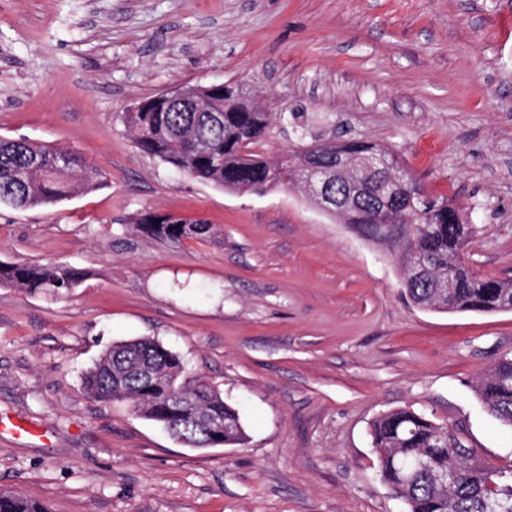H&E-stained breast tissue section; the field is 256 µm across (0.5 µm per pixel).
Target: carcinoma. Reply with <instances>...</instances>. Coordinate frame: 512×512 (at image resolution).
<instances>
[{
  "instance_id": "carcinoma-1",
  "label": "carcinoma",
  "mask_w": 512,
  "mask_h": 512,
  "mask_svg": "<svg viewBox=\"0 0 512 512\" xmlns=\"http://www.w3.org/2000/svg\"><path fill=\"white\" fill-rule=\"evenodd\" d=\"M186 101L169 104L161 94L126 112L123 122L144 154L195 179L232 193H266L296 188L272 179L268 161L253 151L274 113L258 109L237 81L186 88ZM376 155L399 170L406 183L387 211L365 199L358 208L329 213L368 241L392 249L402 269V285L417 307L438 313H491L512 310V280L483 277L468 262L472 225L444 195L417 199L415 177L392 149L362 140H330L318 164ZM102 185V173L78 155L25 137L0 136V205L34 208L65 200ZM160 240L206 238L204 222L138 221ZM86 273L63 263L0 262V287L65 296ZM451 279L447 294L437 285ZM84 396L98 402H127L144 418L164 427L191 448L241 446L247 435L239 412L224 401L215 383L191 370L177 352L143 337L115 343L82 374ZM478 401L496 420L512 427V357L501 358L475 387ZM376 476L400 498L406 512H512V465L494 468L475 459L459 428L438 423L411 408L377 417L370 427ZM0 512H47L37 501L0 492Z\"/></svg>"
}]
</instances>
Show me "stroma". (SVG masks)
<instances>
[{"label":"stroma","instance_id":"1","mask_svg":"<svg viewBox=\"0 0 512 512\" xmlns=\"http://www.w3.org/2000/svg\"><path fill=\"white\" fill-rule=\"evenodd\" d=\"M228 80L294 130L393 147L474 224L481 275L512 279V0H0V134L95 163L102 187L0 206V262L86 280L56 298L0 287V489L50 512H405L368 435L410 408L512 463V428L472 385L512 354V311L406 300L395 256L300 193H231L142 153L138 102ZM212 224L178 243L145 211ZM152 337L220 385L244 446L190 448L126 403L81 391L107 346Z\"/></svg>","mask_w":512,"mask_h":512}]
</instances>
